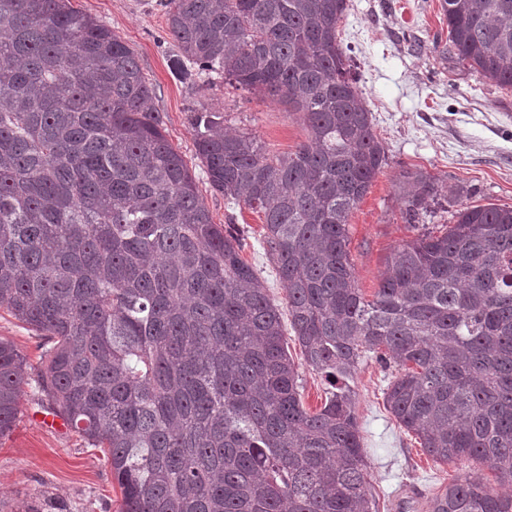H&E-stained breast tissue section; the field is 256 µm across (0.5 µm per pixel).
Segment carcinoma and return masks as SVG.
<instances>
[{"label":"carcinoma","instance_id":"1","mask_svg":"<svg viewBox=\"0 0 512 512\" xmlns=\"http://www.w3.org/2000/svg\"><path fill=\"white\" fill-rule=\"evenodd\" d=\"M181 60L267 94L306 142L276 154L224 113L194 111L210 187L264 215L305 364L334 388L311 412L278 306L212 223L164 132L134 52L67 0H0V308L51 348L38 400L107 449L122 512H377L354 398L365 353L398 375L388 411L442 463L475 459L512 484V207L457 211L356 288L351 211L387 162L340 40L348 0H165ZM448 53L512 88V0H442ZM415 223L439 196L408 172ZM25 359L0 340V436ZM427 512H512L472 477Z\"/></svg>","mask_w":512,"mask_h":512}]
</instances>
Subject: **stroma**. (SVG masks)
I'll use <instances>...</instances> for the list:
<instances>
[{"mask_svg":"<svg viewBox=\"0 0 512 512\" xmlns=\"http://www.w3.org/2000/svg\"><path fill=\"white\" fill-rule=\"evenodd\" d=\"M101 21L135 53L154 88L167 138L195 174L213 223L238 225L243 259L262 277L272 302L285 307L286 292L262 247L263 216L211 191L196 155L193 112L209 105L223 112L229 129L254 134L274 152L295 151L307 134L278 100L235 89L223 80L198 86L175 65L161 0H70ZM341 41L355 62V76L373 113L388 163L349 217L354 277L372 297L395 250L417 236L403 214L399 186L407 172H422L442 187L440 206L424 218L440 233L460 204L512 207V89H503L448 54V24L441 0H350L340 24ZM0 339L11 342L32 365L48 348L42 334L0 309ZM288 351L298 365L302 401L320 409L331 387L303 363L297 342ZM395 368L365 354L349 379L370 483L379 512H425L431 496L448 483L474 475L495 485L488 465L463 459L451 464L429 456L414 433L400 428L385 407ZM41 405L25 386L9 436L0 438V512H23L53 502L63 512H120L121 489L101 449L78 433L47 430L34 414Z\"/></svg>","mask_w":512,"mask_h":512,"instance_id":"obj_1","label":"stroma"}]
</instances>
